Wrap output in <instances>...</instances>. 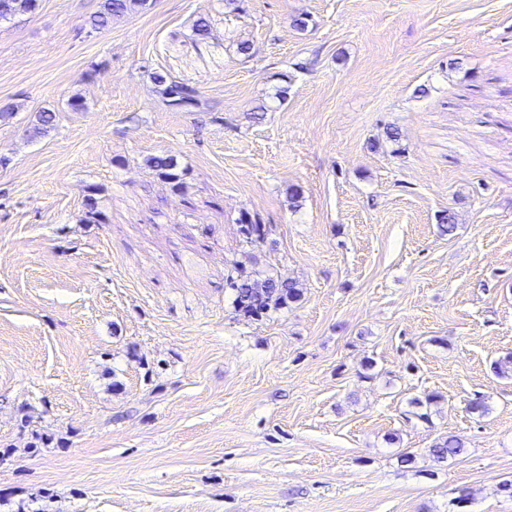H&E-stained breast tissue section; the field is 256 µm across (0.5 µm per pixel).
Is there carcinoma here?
<instances>
[{
	"label": "carcinoma",
	"mask_w": 512,
	"mask_h": 512,
	"mask_svg": "<svg viewBox=\"0 0 512 512\" xmlns=\"http://www.w3.org/2000/svg\"><path fill=\"white\" fill-rule=\"evenodd\" d=\"M146 0H101L98 11L90 17L89 25L98 30L108 27L112 19L121 16L137 7L145 6ZM38 0H0V21H7L18 13H28L36 10ZM152 78L160 93L165 97L169 107L178 112H189L196 106L199 91L185 86L161 72L152 73ZM56 112L44 108L38 112L36 121L29 130L32 137L49 134L56 128ZM150 165L166 180L179 189L182 186L181 175L176 173L178 163L170 155H160L150 158ZM241 234L245 243H251L264 234L259 224H255L244 215L240 218ZM234 291V307L240 316L257 319L271 312L288 307L299 301L302 290L299 283L289 277L263 276L257 272L240 271L238 276L229 282ZM440 396L426 393L423 397L413 400L414 407L421 410L417 414L420 419L429 416L431 407L438 404ZM465 452L462 439L448 435L441 437L427 450L428 459L439 464L455 458Z\"/></svg>",
	"instance_id": "cac0c4a2"
}]
</instances>
